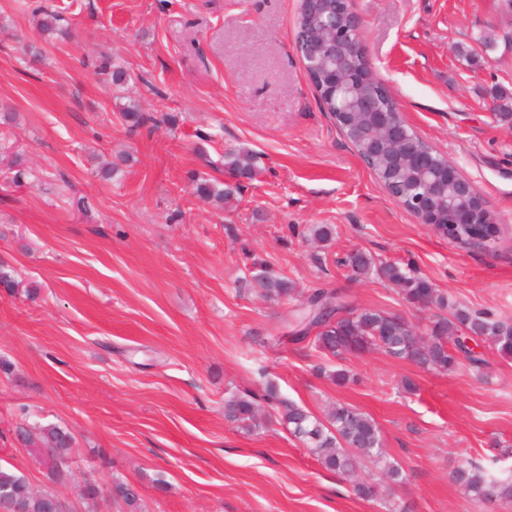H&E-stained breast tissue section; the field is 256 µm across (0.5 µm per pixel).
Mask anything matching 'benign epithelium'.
I'll return each mask as SVG.
<instances>
[{
    "label": "benign epithelium",
    "mask_w": 512,
    "mask_h": 512,
    "mask_svg": "<svg viewBox=\"0 0 512 512\" xmlns=\"http://www.w3.org/2000/svg\"><path fill=\"white\" fill-rule=\"evenodd\" d=\"M331 14L325 39L309 53L310 70L327 71L336 91L345 94L339 120L354 132L365 129V149L374 158H385L395 169L414 175L420 190L410 202L399 205L422 224H450V240L464 248L489 250L495 239L479 238L485 223L475 216L474 207L487 204L475 185L449 162L437 163L431 155L406 144L401 136L404 120L395 98L383 104L375 95L361 91L365 73L371 70L363 45L366 20L353 0H323Z\"/></svg>",
    "instance_id": "benign-epithelium-1"
}]
</instances>
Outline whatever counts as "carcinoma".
I'll list each match as a JSON object with an SVG mask.
<instances>
[{
    "instance_id": "1",
    "label": "carcinoma",
    "mask_w": 512,
    "mask_h": 512,
    "mask_svg": "<svg viewBox=\"0 0 512 512\" xmlns=\"http://www.w3.org/2000/svg\"><path fill=\"white\" fill-rule=\"evenodd\" d=\"M38 26L43 33H66L61 27L63 17L54 10L39 7L35 11ZM100 71L108 74L114 83L126 82L125 71L112 65V58L102 57ZM311 83L319 94L321 108L336 113V92L324 72L312 74ZM122 120L129 130L144 126L151 117L139 111L134 101L119 106ZM379 181L389 191L405 199L416 188V181L389 172L385 160L375 158L369 162ZM224 170L232 177L230 181L196 182L199 197L219 204L229 203L241 190L240 180H251L258 172L257 155L249 150H228L224 153ZM342 265L356 274L375 273L397 287L410 304L435 307L441 310L432 322L427 336H419L399 316L375 309H357L343 303L336 305V311L343 316L330 322L315 316L306 328H316L314 344L324 356L344 360L372 349L412 362L419 368L448 373L465 359L479 370L482 360L470 357L468 339H480L491 344L505 358L512 357V324L495 321L482 316L480 312L452 305L426 278L418 275L411 263H376L374 258L362 250L354 249L342 258ZM252 280L267 298L286 299L292 295L293 286L284 274L276 271L263 259H253L248 266ZM450 311V316L443 315ZM263 400L282 406L279 420L291 435L298 438L328 470L343 475H353L364 457L375 456L383 462L386 477L397 483L401 481L398 464L387 460L382 451L380 429L374 419L357 408L336 403L321 420L302 406L278 399L273 387H268ZM225 417L239 426L252 430L260 427L258 408L249 395H235L224 403ZM26 444L33 448H46L53 457L50 476L57 482L67 479L69 473L68 450L71 435L59 425L49 424L39 428L30 436L19 431ZM453 479L460 483L472 496L480 501L512 498V469L488 468L473 461H467L453 472ZM114 490L120 494L127 512H142L141 496L130 490V484L116 481ZM0 498L18 504L22 512H50L52 503L59 501L56 493L45 490L35 492L27 479L9 469L0 468Z\"/></svg>"
}]
</instances>
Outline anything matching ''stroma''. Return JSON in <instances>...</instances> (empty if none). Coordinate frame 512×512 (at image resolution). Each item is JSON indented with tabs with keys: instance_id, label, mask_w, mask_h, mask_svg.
I'll list each match as a JSON object with an SVG mask.
<instances>
[{
	"instance_id": "35a3bbf8",
	"label": "stroma",
	"mask_w": 512,
	"mask_h": 512,
	"mask_svg": "<svg viewBox=\"0 0 512 512\" xmlns=\"http://www.w3.org/2000/svg\"><path fill=\"white\" fill-rule=\"evenodd\" d=\"M37 0H0V466L72 512H125L113 479L146 512H512L454 482L464 460L512 465V358L473 341L481 370L443 374L381 351L326 359L300 338L312 290L405 318L426 332L435 308L339 266L350 250L410 262L450 302L512 324V6L507 0H355L375 74L418 134L482 193L500 227L493 250L439 236L387 194L319 106L293 41L299 0H44L65 37L35 27ZM110 55L129 79L95 69ZM153 120L129 132L118 104ZM260 157L237 202L199 198L224 179L223 154ZM119 161L112 178L101 166ZM30 169L22 185L17 167ZM330 225V242L313 231ZM266 260L299 291L263 297ZM346 368L339 386L316 366ZM414 381L406 390L403 379ZM280 399L324 417L336 402L374 419L402 481L365 462L326 470L266 409L247 432L224 417L233 395ZM74 437L53 484L18 440L19 423ZM375 485L359 498L354 479ZM95 481V504L80 496Z\"/></svg>"
}]
</instances>
